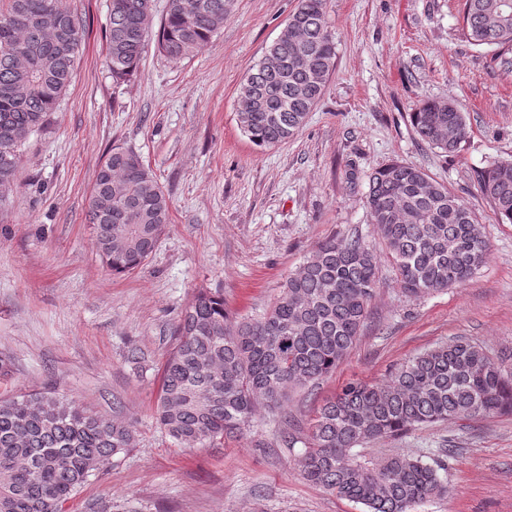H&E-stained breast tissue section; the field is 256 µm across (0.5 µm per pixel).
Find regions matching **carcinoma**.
I'll return each mask as SVG.
<instances>
[{
	"mask_svg": "<svg viewBox=\"0 0 512 512\" xmlns=\"http://www.w3.org/2000/svg\"><path fill=\"white\" fill-rule=\"evenodd\" d=\"M231 0H169L158 48L180 60L203 49L224 25ZM151 0H111L106 62L119 85L145 48ZM0 206L15 186L29 135L69 86L85 36L66 0H7L0 8ZM463 31L477 47L512 48V6L463 0ZM281 68L250 69L239 89L238 123L255 145L272 147L306 124L336 63L326 0H297L288 30L268 48ZM418 139L454 156L467 138L453 99L427 100L411 113ZM501 221L512 223V163L493 162L479 180ZM366 207L402 289L415 296L460 288L483 265L488 244L473 211L421 167L393 160L368 178ZM170 201L139 155L117 147L100 168L88 221L104 262L119 275L151 256ZM381 258L362 236L332 237L288 274L260 316L232 320L224 297L199 291L175 329L162 367L156 416L175 441L204 446L244 434L261 407L276 409L295 389L336 370L355 344L379 282ZM512 414V367L463 336L420 353L389 380H351L310 422L293 421L285 447L302 444L303 477L367 512H415L447 492L440 471L408 455L365 463L364 443L422 425ZM135 446L132 425L114 402L112 418L48 394L0 398V512H66L90 474Z\"/></svg>",
	"mask_w": 512,
	"mask_h": 512,
	"instance_id": "1",
	"label": "carcinoma"
}]
</instances>
